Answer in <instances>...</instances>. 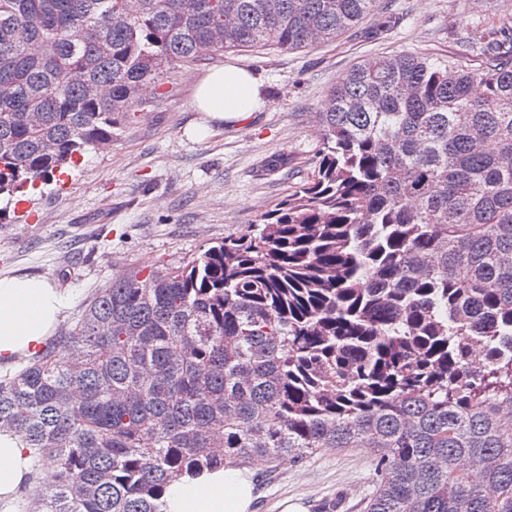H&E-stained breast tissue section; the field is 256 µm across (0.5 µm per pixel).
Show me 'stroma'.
I'll return each mask as SVG.
<instances>
[{
	"label": "stroma",
	"instance_id": "1",
	"mask_svg": "<svg viewBox=\"0 0 512 512\" xmlns=\"http://www.w3.org/2000/svg\"><path fill=\"white\" fill-rule=\"evenodd\" d=\"M391 9L403 18L386 32L378 14L332 43L217 54L164 74L162 97L131 116L112 146L86 152L67 188L49 185L28 203L37 223H0V277L50 282L64 298V325L116 274L177 266L246 231L307 177L320 146L316 114L355 62L386 53L447 60L466 25L512 17V0H391ZM229 64L262 82L258 107L239 124L205 121L196 82ZM273 158L284 167L269 171ZM249 473L253 512H279L285 499L306 512H363L377 482L367 448H324Z\"/></svg>",
	"mask_w": 512,
	"mask_h": 512
}]
</instances>
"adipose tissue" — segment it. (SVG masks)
Instances as JSON below:
<instances>
[{
  "instance_id": "1",
  "label": "adipose tissue",
  "mask_w": 512,
  "mask_h": 512,
  "mask_svg": "<svg viewBox=\"0 0 512 512\" xmlns=\"http://www.w3.org/2000/svg\"><path fill=\"white\" fill-rule=\"evenodd\" d=\"M260 85L246 69L229 65L211 71L198 85L196 108L214 121L237 122L253 111ZM64 308L60 292L28 277L0 278V360L34 351ZM22 434L0 432V502L10 503L28 470ZM253 487L241 472L224 470L175 482L166 494V512H252Z\"/></svg>"
}]
</instances>
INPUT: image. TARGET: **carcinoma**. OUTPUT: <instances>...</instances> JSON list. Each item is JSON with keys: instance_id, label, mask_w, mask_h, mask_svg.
Returning a JSON list of instances; mask_svg holds the SVG:
<instances>
[{"instance_id": "1", "label": "carcinoma", "mask_w": 512, "mask_h": 512, "mask_svg": "<svg viewBox=\"0 0 512 512\" xmlns=\"http://www.w3.org/2000/svg\"><path fill=\"white\" fill-rule=\"evenodd\" d=\"M379 10L0 0V196L111 146L171 69L332 42ZM318 123L311 175L259 223L117 276L0 376L29 512H164L182 478L320 448L372 450L363 512H512V41L359 62Z\"/></svg>"}]
</instances>
